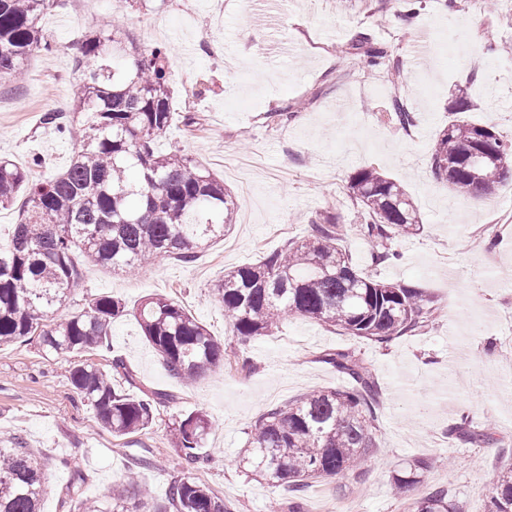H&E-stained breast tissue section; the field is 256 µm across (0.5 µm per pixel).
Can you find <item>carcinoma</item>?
Returning a JSON list of instances; mask_svg holds the SVG:
<instances>
[{
	"mask_svg": "<svg viewBox=\"0 0 512 512\" xmlns=\"http://www.w3.org/2000/svg\"><path fill=\"white\" fill-rule=\"evenodd\" d=\"M53 6L50 0H0L1 80L20 78L31 58L57 48L42 26ZM120 34V25L107 21L84 35L76 66L86 71L87 81L71 107L84 114L83 124L76 127L68 116L48 113L57 132L78 145L70 165L34 180L0 158V206L25 196L20 221L0 244V346L32 338L56 354L102 346L112 320L126 312L120 300L99 295L82 310L54 318L81 280V263L133 272L160 257L191 262L202 244L232 229L233 202L209 170L179 150L156 151V140L170 129L174 115L171 49L156 45L131 54ZM357 50L367 66L385 55L368 35L359 37ZM470 108L467 90L458 89L448 105V125L434 143L431 169L458 193L486 196L512 175V145L493 127L458 117ZM349 189L361 209L364 223L358 231L372 261L385 264L396 256L391 248L395 234L419 229L417 211L403 187L375 168L354 172ZM342 239V227L327 214L314 222L310 237L290 241L214 281L213 294L233 335L243 342L266 336L285 315L310 318L380 345L428 330L438 310L435 300L422 288L359 271ZM133 316L176 379L194 382L231 359L243 370L250 368L244 352L211 335L170 298L149 297ZM322 361L348 386L313 390L272 407L249 434L245 463L267 481L288 487V512H300L297 504L310 480L353 470L375 446L382 390L369 364L351 349L328 352ZM117 378L138 394L118 389ZM70 380L95 409L98 422L118 437L149 428L156 406L176 400L171 393L141 387L119 355L112 359V376L82 363L70 369ZM210 427L201 412L172 427L185 471L171 482L165 502H152L145 487L133 501L121 484L111 491L112 512H233L192 477L204 460L201 446ZM451 435L476 446L494 441L491 426L473 428L464 418ZM427 467L426 461L415 460L397 475V488L416 483L418 471ZM49 492L40 465L25 448H0V512H40ZM411 512L456 509L448 490L437 487L414 501ZM486 512H512V467L494 472Z\"/></svg>",
	"mask_w": 512,
	"mask_h": 512,
	"instance_id": "1",
	"label": "carcinoma"
}]
</instances>
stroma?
I'll list each match as a JSON object with an SVG mask.
<instances>
[{
    "label": "stroma",
    "mask_w": 512,
    "mask_h": 512,
    "mask_svg": "<svg viewBox=\"0 0 512 512\" xmlns=\"http://www.w3.org/2000/svg\"><path fill=\"white\" fill-rule=\"evenodd\" d=\"M401 0H288L273 12L258 0H87L42 19L57 52L26 66L22 84L0 80V157L15 160L33 178L66 168L74 146L44 121L66 112L84 80L74 68L81 37L105 17L146 46L172 47L174 111L179 120L158 138V151L181 149L209 168L230 190L235 225L223 239L184 262L162 257L131 274L86 266L66 306L86 307L98 295L137 305L152 294L181 304L213 336L231 340L224 310L210 287L225 271L280 250L312 232L313 221L333 215L346 228L353 264L378 279L426 289L439 307L432 328L380 346L338 334L295 315L273 335L246 343L252 368L227 364L196 383L170 376L133 316L113 321L104 347L52 355L37 340L0 347V448L23 446L43 466L50 487L42 512H76L66 491L111 505L113 483L137 475L162 502L183 461L170 427L203 412L211 427L203 441L206 463L195 479L225 503L247 512H288L287 487L247 471L251 425L268 408L313 389L347 381L320 357L337 348L370 363L384 398L377 411L376 446L355 471L312 481L306 512H409L431 488L444 487L460 512H484L493 470L512 463V235L489 245L484 224L512 216V182L483 199L461 195L437 180L431 148L448 122V103L467 88L466 120L492 125L512 143V0H420L413 16ZM386 51L376 67L352 53L361 34ZM411 113L400 126L389 104ZM195 119L184 126L182 115ZM371 166L400 183L422 224L394 240L397 261L372 266L355 231L360 209L349 178ZM467 224L477 247L449 237ZM470 238V239H471ZM120 355L140 383L171 392L152 425L118 438L96 420L78 396L69 368L85 361L111 372ZM468 417L479 427L495 423V443L473 447L448 434ZM425 458L419 484L395 494L391 483L403 463Z\"/></svg>",
    "instance_id": "stroma-1"
}]
</instances>
